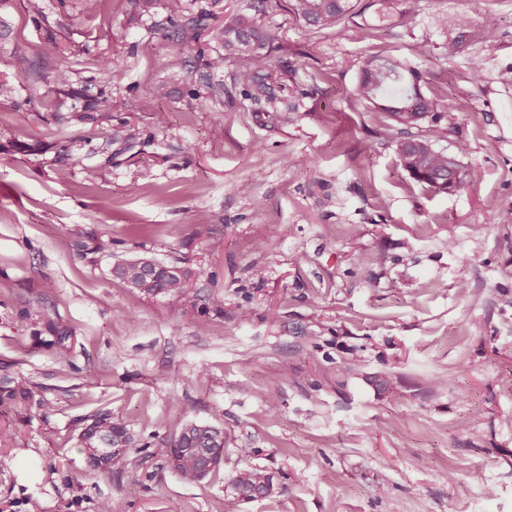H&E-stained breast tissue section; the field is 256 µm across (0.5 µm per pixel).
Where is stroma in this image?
<instances>
[{
    "label": "stroma",
    "instance_id": "1",
    "mask_svg": "<svg viewBox=\"0 0 512 512\" xmlns=\"http://www.w3.org/2000/svg\"><path fill=\"white\" fill-rule=\"evenodd\" d=\"M350 6L311 32L271 0L278 102L257 107L162 6L0 0V512H224L252 467L277 489L238 512H512V0H420L372 38L376 0ZM460 11L494 36L451 59L435 19ZM376 52L455 103L441 145L465 140L478 181L436 194L402 169L354 96ZM88 234L109 248L79 257ZM143 256L192 270L193 294L113 278ZM100 412L134 446L93 477L79 434ZM177 419L223 429L218 477L170 470ZM43 53H48L55 57L54 82L62 87H69L68 91L71 95H81V90L70 86L72 84L70 80L73 68L69 56L61 51L56 43L47 45Z\"/></svg>",
    "mask_w": 512,
    "mask_h": 512
}]
</instances>
